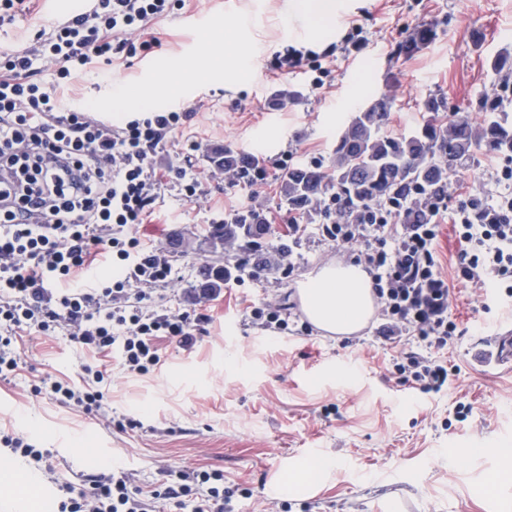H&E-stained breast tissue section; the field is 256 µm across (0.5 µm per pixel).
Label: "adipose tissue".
I'll list each match as a JSON object with an SVG mask.
<instances>
[{
	"mask_svg": "<svg viewBox=\"0 0 512 512\" xmlns=\"http://www.w3.org/2000/svg\"><path fill=\"white\" fill-rule=\"evenodd\" d=\"M305 312L317 326L350 333L374 312L368 280L360 268L326 269L302 288Z\"/></svg>",
	"mask_w": 512,
	"mask_h": 512,
	"instance_id": "adipose-tissue-1",
	"label": "adipose tissue"
}]
</instances>
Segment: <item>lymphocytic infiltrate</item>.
Masks as SVG:
<instances>
[{"instance_id": "f902f5d3", "label": "lymphocytic infiltrate", "mask_w": 512, "mask_h": 512, "mask_svg": "<svg viewBox=\"0 0 512 512\" xmlns=\"http://www.w3.org/2000/svg\"><path fill=\"white\" fill-rule=\"evenodd\" d=\"M175 0H94L92 9L38 30L26 46L0 51V380L19 368L17 334L50 333L58 325L87 350L119 353L127 372L144 376L161 363L159 339L192 348L207 314L160 312L152 289L167 284L170 261L135 236L162 188L191 200L200 178L191 166L158 173L153 158L192 119L188 110L154 112L118 123L65 109L57 85L82 78L93 63H112L159 46L153 23ZM327 53L284 46L275 68L307 63L319 89L330 73ZM495 194L450 205L448 187L422 194L420 215L391 197L351 207L338 194L288 218V245L268 239L239 249L234 285L290 277L296 251L308 240L331 247L370 276L381 323L376 337L393 351L399 383L433 396L459 374L445 353L467 333L452 313L451 281L512 302V160L494 171ZM452 223L463 245L445 273L437 245ZM105 251L121 272L98 282L93 262ZM103 371L81 385L52 381L60 404L99 415ZM58 512H234V490L220 471L167 468L150 488L124 467L59 485Z\"/></svg>"}]
</instances>
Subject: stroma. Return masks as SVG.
<instances>
[{
	"mask_svg": "<svg viewBox=\"0 0 512 512\" xmlns=\"http://www.w3.org/2000/svg\"><path fill=\"white\" fill-rule=\"evenodd\" d=\"M293 3L186 0L155 22L159 47L114 64L109 78L89 75L63 91L67 101L121 118L139 106L118 102L120 90L153 87L150 111L169 102L194 114L156 162L164 169L190 160L202 192L186 201L162 190L151 221L138 228L175 267L172 282L153 293L157 310L193 306L191 287L216 258L202 246L181 251L177 239L202 242L248 196L210 177L215 148L256 152L269 163L287 153L297 165L326 163L351 115L381 98L391 103L390 134L422 124L421 103L431 95L478 124L479 102L499 83L487 61L512 51V0H338L337 16L318 26L298 18ZM423 24L436 28L435 41L397 54ZM354 25L367 46L348 57L340 48ZM289 37L316 51L336 48L323 88H311L308 70H274ZM499 162L487 149L476 151L454 175L453 197L490 193ZM333 258L310 241L300 247L291 277L262 288L229 284L203 299L195 306L210 320L196 346L183 350L160 339L163 360L146 376L83 349L65 330L22 332L19 370L0 380V430L27 427L49 458L38 463L0 447V465L39 475L45 490L30 492L31 512H56L59 484L79 481L106 458L143 487L171 465L222 471L225 485L240 490L237 512H512V481L489 482L501 467L499 449L512 448V372L488 371L461 341L448 350L449 364L461 368L452 389L428 396L396 383L391 353L373 332L345 344L252 323L251 307L288 295ZM340 361L351 362V378L337 370ZM99 364L112 370L106 410L136 419L137 427L121 432L31 392L40 377L77 384L84 366ZM459 399L473 406L462 422L454 415ZM323 456L335 466L315 489L273 495L275 481Z\"/></svg>",
	"mask_w": 512,
	"mask_h": 512,
	"instance_id": "obj_1",
	"label": "stroma"
}]
</instances>
